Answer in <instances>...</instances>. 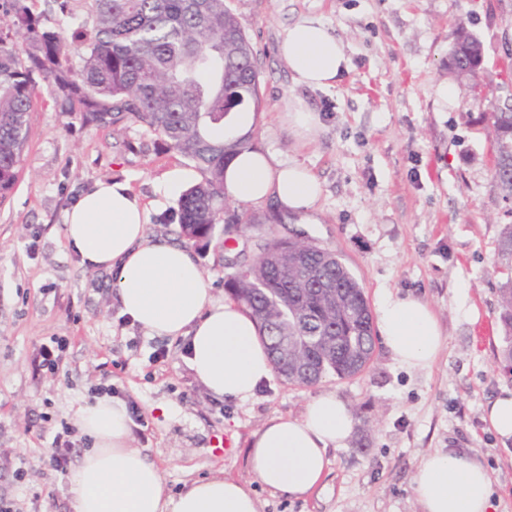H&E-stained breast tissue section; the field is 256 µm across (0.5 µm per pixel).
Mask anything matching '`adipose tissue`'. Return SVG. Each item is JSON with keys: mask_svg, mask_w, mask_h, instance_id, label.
I'll list each match as a JSON object with an SVG mask.
<instances>
[{"mask_svg": "<svg viewBox=\"0 0 512 512\" xmlns=\"http://www.w3.org/2000/svg\"><path fill=\"white\" fill-rule=\"evenodd\" d=\"M279 53L294 80L310 88L335 86L348 66L342 40L310 16L289 26ZM224 191L256 206L276 202L283 214L303 222L317 219L316 178L269 152L235 156L224 171ZM147 222V204L128 185L100 182L67 211L65 237L83 263L111 273L125 316L151 335L188 337V365L212 395L251 399L273 374L255 319L233 298L213 301L189 247L150 241ZM377 324L401 365L426 369L437 359L442 332L428 303L386 297L378 304ZM77 423L93 446L71 476L74 512H260L246 484L221 475L167 494L159 469L130 445L131 419L122 400H99L79 412ZM354 426L347 404L335 393H321L300 416L271 418L254 432L249 468L269 490L306 495L329 465L328 449L346 447ZM412 484L422 512H493L490 474L465 452L424 458Z\"/></svg>", "mask_w": 512, "mask_h": 512, "instance_id": "ef3b65f1", "label": "adipose tissue"}]
</instances>
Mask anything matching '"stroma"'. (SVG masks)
I'll list each match as a JSON object with an SVG mask.
<instances>
[{
    "label": "stroma",
    "mask_w": 512,
    "mask_h": 512,
    "mask_svg": "<svg viewBox=\"0 0 512 512\" xmlns=\"http://www.w3.org/2000/svg\"><path fill=\"white\" fill-rule=\"evenodd\" d=\"M259 52L264 108L254 145L306 167L320 182L318 223L298 232L334 250L370 307L388 296L426 301L443 346L434 365L408 369L376 340L357 376L309 387L272 376L247 402L212 396L187 365L186 337L151 336L120 312L110 273L68 245L66 211L98 181L157 197L169 172H199L144 129L98 128L60 111L40 84L20 177L0 206V499L16 512H73L70 476L49 465L53 435L75 424L108 385L132 419V444L161 471L168 493L223 471L252 483L261 512H421L412 478L421 460L456 448L479 458L494 512H512V439L483 421L512 388L503 371V275L492 273L512 224L491 177L483 110L467 105L448 73L458 20L484 46V76L512 74V0H226ZM303 16L324 21L349 67L335 87L297 85L278 45ZM454 99L444 103L441 86ZM300 99L314 128L300 138L288 103ZM69 337L66 373L34 376L38 346ZM333 392L356 426L329 449L322 481L302 497L256 484L246 459L252 433L272 417L300 416Z\"/></svg>",
    "instance_id": "obj_1"
}]
</instances>
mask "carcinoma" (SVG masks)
<instances>
[{
	"label": "carcinoma",
	"mask_w": 512,
	"mask_h": 512,
	"mask_svg": "<svg viewBox=\"0 0 512 512\" xmlns=\"http://www.w3.org/2000/svg\"><path fill=\"white\" fill-rule=\"evenodd\" d=\"M59 12L54 26L33 12L27 0H7L4 14L20 43L7 48L0 38V205L13 191L30 131L32 100L39 82L51 86L62 111L85 125L133 124L184 156L201 180L179 199L183 236L208 246L222 224H282L270 203L259 213L230 207L224 169L235 154L254 149L253 135L224 140L211 129L224 126L229 113L253 107L260 116L258 51L225 0H83L93 27L65 36L75 17L72 0H50ZM78 56L79 64L71 61ZM484 56L480 39L459 23L448 53V72L466 102L486 108L495 144L492 179L512 198V109L494 101V89L473 71L472 57ZM253 262L225 273L224 288L256 319L273 367L279 331L304 323L327 336L309 349L310 375L294 373L288 382L312 386L328 374L360 373L375 348L373 316L363 287L335 251L310 240L258 238ZM498 257L512 271V224L501 230ZM300 258V271L278 281L275 265ZM501 320L512 362V277L501 288Z\"/></svg>",
	"instance_id": "obj_1"
}]
</instances>
